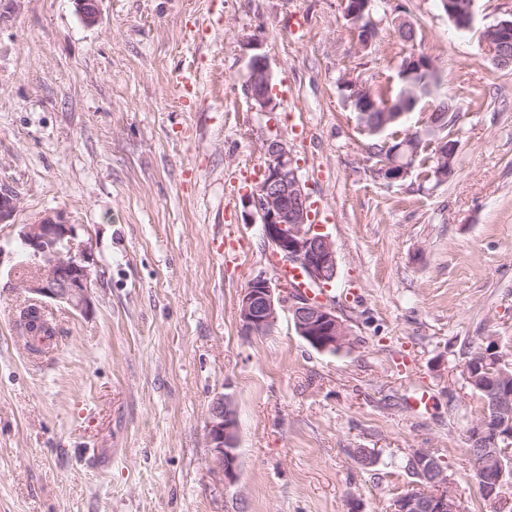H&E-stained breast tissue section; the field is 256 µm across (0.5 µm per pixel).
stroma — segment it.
<instances>
[{"label":"stroma","mask_w":512,"mask_h":512,"mask_svg":"<svg viewBox=\"0 0 512 512\" xmlns=\"http://www.w3.org/2000/svg\"><path fill=\"white\" fill-rule=\"evenodd\" d=\"M511 8L475 0L460 31L440 0H373L364 50L344 0H99L93 27L73 0H0V192L19 199L0 224V512H391L417 487L416 448L443 462L461 512H492L468 452L482 405L464 367L488 337L512 360V67L481 43ZM252 35L271 112L242 89ZM419 52L440 85L395 132L454 99L455 172L390 185L369 146L391 133L361 131L339 79L394 95ZM277 136L335 245L326 300L354 339L340 353L311 348L284 311L266 334L241 330L245 288L274 274L245 196ZM54 210L92 253L93 307L44 304L60 333L39 363L16 322L32 296L11 269L21 225ZM229 235L238 258L225 263ZM418 388L434 397L422 413L407 405ZM227 393L231 487L207 437Z\"/></svg>","instance_id":"35a3bbf8"}]
</instances>
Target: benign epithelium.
Instances as JSON below:
<instances>
[{"instance_id": "obj_1", "label": "benign epithelium", "mask_w": 512, "mask_h": 512, "mask_svg": "<svg viewBox=\"0 0 512 512\" xmlns=\"http://www.w3.org/2000/svg\"><path fill=\"white\" fill-rule=\"evenodd\" d=\"M77 13L88 26L99 22V0H74ZM344 14L354 21L352 28L362 49L372 46L378 36L370 14L372 0H344ZM448 19L459 30H469L474 21L475 0H441ZM485 49L493 62L501 67L512 65V11L487 26L482 33ZM262 41L252 36L244 42L249 51L242 82L247 97L260 112L275 107L271 94L273 75ZM436 70L434 59L426 53H414L406 59L399 71L401 94L399 99L412 96L417 77ZM341 84L349 89L352 98L361 101L365 112L358 115L363 130L379 132L382 127L405 116L397 111L392 100L378 104L369 85L346 76ZM383 110V121L373 126L370 113ZM446 115L433 109L424 131L396 137L383 145L379 162L373 173L381 180L394 184L403 182L414 170L419 154L417 145H432V161L436 162L438 182L446 181L455 171L459 144L448 139L433 138L430 130L443 124ZM247 203L259 218L262 234L272 251L303 269L309 282L328 288L337 277L336 250L329 236L308 223V197L304 191L294 157L288 143L280 138L266 144L263 178L247 195ZM17 197L0 193V224L10 223L17 210ZM20 242L26 249V265L32 272L18 281L17 287L33 295V301L42 305L47 300L64 303L76 311L86 313L92 307V273L94 259L86 248L74 244V228L61 210L50 211L19 231ZM288 310L295 330L312 348L319 352L336 354L353 345L351 328L336 315V310L323 300H314L305 294L283 295L278 284L263 274L251 279L239 304V321L244 335H262L270 331L281 309ZM484 372L499 381L495 400L493 423L485 416L477 419L469 429L476 450L472 457L480 468L483 495L497 512H506L512 500L503 495V489L512 484L504 472V461L512 459V450L502 443L512 440V364L496 351L480 346L466 362V375ZM208 440L213 448V465L224 476L227 486L238 479V421L229 395L216 397L209 410ZM410 461L424 470L430 478L432 490L420 497L412 493L400 496L394 503L395 512H460V505L451 490L447 470L425 448H418Z\"/></svg>"}]
</instances>
